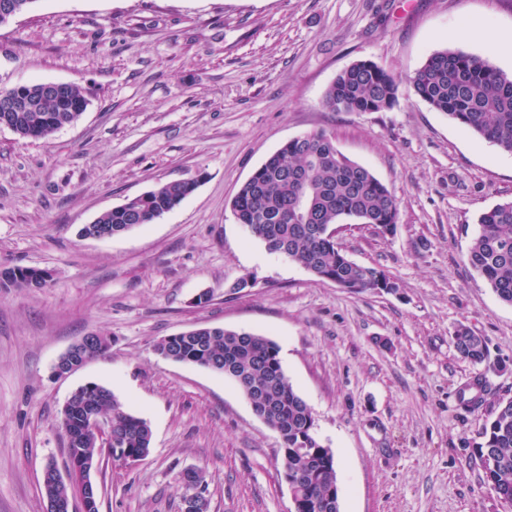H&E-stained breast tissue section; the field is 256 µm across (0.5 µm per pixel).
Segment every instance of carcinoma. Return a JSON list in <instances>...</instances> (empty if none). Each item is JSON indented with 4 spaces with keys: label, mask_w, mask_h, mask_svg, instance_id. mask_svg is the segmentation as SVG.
I'll use <instances>...</instances> for the list:
<instances>
[{
    "label": "carcinoma",
    "mask_w": 512,
    "mask_h": 512,
    "mask_svg": "<svg viewBox=\"0 0 512 512\" xmlns=\"http://www.w3.org/2000/svg\"><path fill=\"white\" fill-rule=\"evenodd\" d=\"M412 93L438 112L479 137L512 153V74L457 49L430 55L409 79ZM397 79L369 60L353 63L328 87L323 104L331 112H383L398 97ZM31 99L27 112H0L22 138H48L75 123L87 107L82 87L70 83L61 96L44 97L38 83L21 88ZM196 187L194 181L162 183L124 204L101 213L92 227L112 234L151 224L174 210ZM236 221L270 254L299 264L319 281L351 293L376 292L397 284L377 266L350 260L323 227L354 221L385 227L399 221V202L392 191L363 165L344 156L332 137L321 131L295 137L271 154L241 185L230 202ZM479 232L468 253L469 265L497 297L512 305V200L498 203L478 218ZM46 272L31 267L0 270V288L30 290L41 285ZM452 343L461 358L480 365L488 357L487 340L460 325ZM161 357L193 364L232 379L280 436V463L286 466L296 512H341L336 460L322 445L306 401L286 375L279 348L271 339L246 331L200 327L168 336L154 345ZM463 388L459 401L466 408L482 404L472 388ZM112 421L119 446L107 453L90 431L87 412ZM67 457L80 453L98 464L120 461L124 455L149 453L152 430L144 418L129 411L112 390L89 383L77 390L62 420ZM474 456L484 470L489 490L512 505V398L493 406L480 430ZM50 492L68 501L83 497L75 481L56 483Z\"/></svg>",
    "instance_id": "carcinoma-1"
}]
</instances>
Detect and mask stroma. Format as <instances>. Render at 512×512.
<instances>
[{
    "label": "stroma",
    "mask_w": 512,
    "mask_h": 512,
    "mask_svg": "<svg viewBox=\"0 0 512 512\" xmlns=\"http://www.w3.org/2000/svg\"><path fill=\"white\" fill-rule=\"evenodd\" d=\"M510 30L512 0H37L0 26V89L67 82L88 99L47 139L0 127V268L53 274L43 288L0 289V512H46L42 466L68 463L61 409L90 382L152 428L143 460L98 466L99 512H181L189 467L209 512H291L281 439L235 383L153 349L206 325L276 342L335 454L341 512H512L473 454L494 402L512 397V306L466 261L480 213L512 200V154L407 85L446 48L512 73V47L496 40ZM359 60L396 77L397 103L326 110L327 88ZM320 131L399 200L394 234L346 224L337 236L397 292L319 281L232 215L269 155ZM175 180L198 186L154 223L80 236ZM244 278L254 287L237 289ZM460 324L486 337L485 363L457 354ZM95 332L109 350L56 375ZM478 375L484 402L469 412L458 395Z\"/></svg>",
    "instance_id": "obj_1"
}]
</instances>
